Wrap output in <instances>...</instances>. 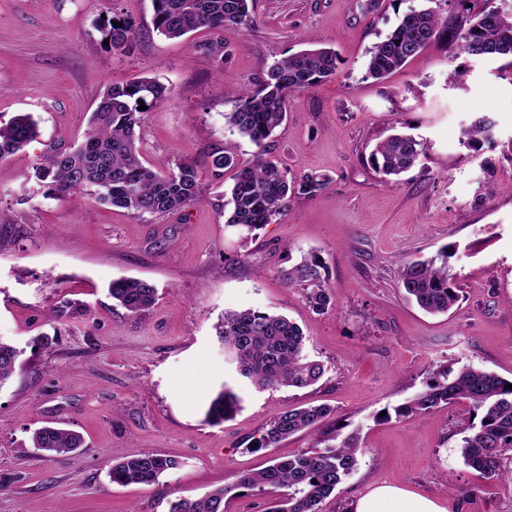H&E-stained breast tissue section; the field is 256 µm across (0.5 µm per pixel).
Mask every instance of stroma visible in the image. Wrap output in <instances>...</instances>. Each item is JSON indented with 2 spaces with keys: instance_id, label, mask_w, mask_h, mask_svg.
<instances>
[{
  "instance_id": "stroma-1",
  "label": "stroma",
  "mask_w": 512,
  "mask_h": 512,
  "mask_svg": "<svg viewBox=\"0 0 512 512\" xmlns=\"http://www.w3.org/2000/svg\"><path fill=\"white\" fill-rule=\"evenodd\" d=\"M423 4L253 0L252 25L194 34L222 40L220 62L154 32L152 0H0V123L28 112L40 132L0 160V337L25 365L0 388V512H167L171 499L263 467L267 451L251 446L264 424L308 402L335 406L362 439L356 470L324 512H353L379 483L450 512H512V481L463 461L467 403L380 417L456 361L512 380V66L451 57L440 39L384 80L368 78L370 49ZM114 11L137 28L126 55L95 29ZM312 46L336 51V76L291 97L266 156L289 177L330 182L318 196H293L276 223L246 239L225 226L228 176L205 178L200 202L165 216L136 218L83 193L44 197L35 170L48 147L79 144L105 87L145 76L171 90L141 128L147 161L202 166L230 148L251 163L255 146L224 124L235 89ZM480 112L493 117L494 139L472 148L462 130ZM398 131L423 140L426 154L387 181L367 159ZM445 246L455 249L449 273L461 299L430 315L407 300L400 273ZM309 252L333 295L325 313L280 276ZM123 277L155 286L150 311L135 316L112 301L107 287ZM242 308L298 323L327 372L302 390L239 386V412L212 425L206 409L234 380L214 326ZM45 425L79 433L83 448L43 456L31 435ZM144 449L180 465L156 485L112 483L113 461Z\"/></svg>"
}]
</instances>
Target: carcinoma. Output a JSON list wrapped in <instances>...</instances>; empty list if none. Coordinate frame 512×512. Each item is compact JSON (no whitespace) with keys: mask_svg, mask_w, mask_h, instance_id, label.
<instances>
[{"mask_svg":"<svg viewBox=\"0 0 512 512\" xmlns=\"http://www.w3.org/2000/svg\"><path fill=\"white\" fill-rule=\"evenodd\" d=\"M431 6L404 14L398 25L370 51L367 76L380 80L417 56L441 36L448 37V52L472 59L512 58V9L491 13L492 0H483L473 10L472 0H455L453 20L440 24L441 5L450 0H427ZM253 0H153L154 31L168 39H180L200 30L213 32L228 26L253 23ZM101 39L109 40L114 53L127 52L137 29L128 17L112 16L96 25ZM339 59L326 48L305 50L274 61L256 89L238 92V105L224 114L225 123L256 147L253 162L237 167L234 153L214 151L206 169L220 180L224 170L238 168L227 204L225 224L242 235H250L275 222L290 199L314 197L328 184L325 175L310 174L300 181L288 179V170L265 158L266 140L283 121L288 100L336 75ZM171 89L155 78L144 77L125 84H110L92 112L84 141L77 147L51 146L36 171L46 198L64 200L86 192L102 204L127 210L141 218L184 210L201 200L202 172L195 163L181 162L165 168L143 160L137 129L146 111L170 98ZM492 120L473 118L463 135L469 143L490 138ZM39 135L38 124L29 113L0 124V160L24 149ZM423 142L408 134H395L371 152L372 169L381 176H397L412 169L424 155ZM452 251L441 249L427 260L405 264L401 288L425 312L444 314L460 299L459 288L448 273ZM324 266L313 253L281 271L290 286L305 291L309 306L318 312L332 307ZM112 299L133 315L155 303L156 289L144 280L119 279L108 288ZM216 336L224 353L233 361L237 378L256 389H305L325 375L323 363L309 358L301 328L288 317L252 308L226 311L216 325ZM23 350L0 338V388L23 370ZM509 381L468 365L448 366L432 374L425 388L396 408L398 417L421 415L440 405L464 400L478 422L467 427L461 439L462 456L469 467L489 477L501 476V459L512 450V389ZM240 407V398L229 384L211 402L207 420L221 424ZM336 408L328 404H304L274 415L263 426L253 449L275 448L283 440L306 432L314 444L293 455L274 457L264 468L244 472L233 483L212 489L201 498H177L168 512H226V502L241 491H269L265 512H323L322 504L355 470L360 450L359 433H343L336 422ZM33 447L49 455H64L83 447L77 433L45 426L33 433ZM179 461L172 456L145 450L127 457L109 469L110 480L119 485H153Z\"/></svg>","mask_w":512,"mask_h":512,"instance_id":"carcinoma-1","label":"carcinoma"}]
</instances>
